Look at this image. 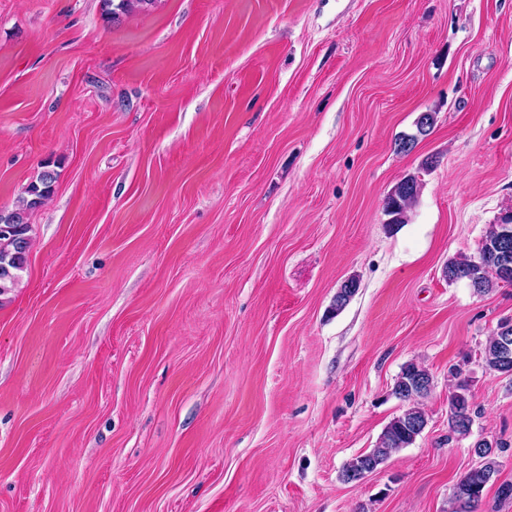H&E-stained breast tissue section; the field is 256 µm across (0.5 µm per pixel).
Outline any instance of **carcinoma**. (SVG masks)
Segmentation results:
<instances>
[{"label": "carcinoma", "mask_w": 512, "mask_h": 512, "mask_svg": "<svg viewBox=\"0 0 512 512\" xmlns=\"http://www.w3.org/2000/svg\"><path fill=\"white\" fill-rule=\"evenodd\" d=\"M105 12L111 17H116L117 12L129 13L145 9L155 3V0H102ZM55 176L50 171H44L31 182L24 190V195L19 197L14 209L0 212V264L13 256L28 255L31 248V225L28 222L29 213L42 206L53 194ZM396 197L385 203L386 214L389 216L388 224L397 226L406 222L407 213L416 201L420 192V181L414 175H407L395 186ZM358 290L356 279L345 281L336 292L334 309L341 311L350 302ZM505 334L494 332L487 341L483 360L488 368H493L496 362V354ZM422 378L430 377L425 368L415 364H406L394 385L393 394H399V388L411 381L414 376ZM409 407L399 416L393 418L384 428L378 444L375 448L362 453L346 462L341 471L342 481L363 470L370 472L384 464L390 456L414 443L420 430L415 422L427 419L426 413L419 406L418 399L421 395H403ZM471 411V395L465 381L457 382L455 390L448 397V425L453 433H458L457 417L466 416ZM505 447V443L497 442L488 444V451L484 456V462L464 473L456 483L452 498V512H463L469 502H481L485 488L496 481L500 471V462L495 449Z\"/></svg>", "instance_id": "1"}]
</instances>
